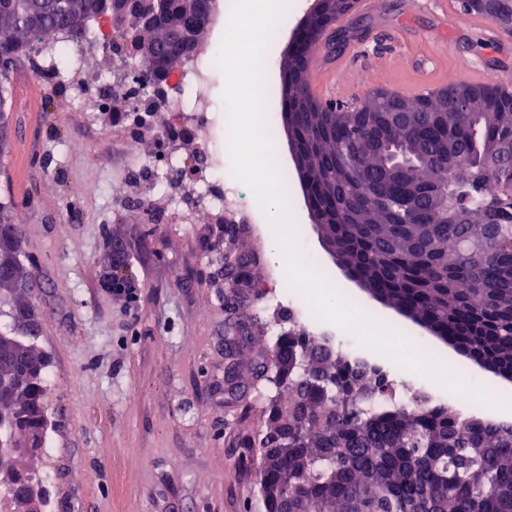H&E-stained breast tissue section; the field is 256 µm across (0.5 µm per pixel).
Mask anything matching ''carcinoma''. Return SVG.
<instances>
[{
  "instance_id": "cac0c4a2",
  "label": "carcinoma",
  "mask_w": 512,
  "mask_h": 512,
  "mask_svg": "<svg viewBox=\"0 0 512 512\" xmlns=\"http://www.w3.org/2000/svg\"><path fill=\"white\" fill-rule=\"evenodd\" d=\"M181 25L198 27L206 0H166ZM34 0H0V118L10 117L7 83L33 43L83 35L111 0H55L32 17ZM136 55L152 88L186 53L167 30L146 29ZM455 81L440 92L402 96L397 122L369 98L365 112H295L294 136L306 154L307 179L325 221L316 225L336 261L371 292L416 322L429 323L471 358L512 375V100L485 84L460 111ZM0 226L15 249L0 269L12 285L0 315L11 324L1 336L24 338L33 304L14 213L0 206ZM224 261L247 278L244 249ZM238 317L224 332V366L235 382L252 337ZM26 392L30 426L46 425V383L35 387L15 362ZM253 380L283 391L263 410L264 425L242 439L247 457H259V493L266 512H512V424L462 417L453 407L421 399L410 408L392 401L386 375L354 365L327 336L290 330L253 361ZM39 510L3 490L10 512H47L48 495L36 466L22 460Z\"/></svg>"
}]
</instances>
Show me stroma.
<instances>
[{
  "instance_id": "stroma-1",
  "label": "stroma",
  "mask_w": 512,
  "mask_h": 512,
  "mask_svg": "<svg viewBox=\"0 0 512 512\" xmlns=\"http://www.w3.org/2000/svg\"><path fill=\"white\" fill-rule=\"evenodd\" d=\"M496 25L464 28L442 17L435 0H379L372 13L351 12L327 29L319 47L338 88L356 97L421 77L470 66L512 69V40ZM9 102L21 122L9 159L0 162V205L14 206L34 267L28 297L41 322L47 373L48 448L40 472L53 502L69 512H265L258 463L239 460L238 443L260 421L276 390L253 383L244 397L224 395L223 235L215 225L140 224L119 216L134 193L116 142L121 123L105 113L73 109L68 92L54 90L20 61L10 77ZM38 114H30L32 101ZM90 150L70 152L71 140ZM300 244L333 287L374 321L406 339L434 344L447 366L453 347L372 297L336 265L314 228L300 178L288 191ZM258 234L240 247L252 251L260 279L283 274L271 224L248 196ZM124 260L134 297L102 286L111 252ZM395 385L455 405L456 394L431 379L367 351ZM466 379L499 390L482 404L487 415L512 423V379L470 365ZM461 416L473 408L458 406Z\"/></svg>"
}]
</instances>
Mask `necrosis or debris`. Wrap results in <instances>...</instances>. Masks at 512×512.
Masks as SVG:
<instances>
[{
	"label": "necrosis or debris",
	"mask_w": 512,
	"mask_h": 512,
	"mask_svg": "<svg viewBox=\"0 0 512 512\" xmlns=\"http://www.w3.org/2000/svg\"><path fill=\"white\" fill-rule=\"evenodd\" d=\"M81 51H74L69 42H60L53 55L32 57V72L48 84H64L76 92L84 112L104 110L109 99L99 93L102 75L87 69L89 51L103 48L104 41L98 29H91L81 42ZM220 50L216 41H209L197 53L183 60L172 72L183 92L180 100L166 106L164 122H157L155 113L140 110L139 85L143 80L141 64L126 60L124 92L129 101L123 122L150 130L156 147L145 151L139 138L125 141L122 151L130 161V172L150 168L155 179L144 186L145 196L158 193L169 197V219L175 224H191L199 217L219 218L238 224L254 223L255 218L243 207L247 193L236 181L227 166L228 121L207 94V88L218 74L217 59ZM189 140L194 145L191 156L173 151L172 143ZM267 293L263 306L287 309L289 317L307 334L325 335L324 322L318 320L310 308H290L292 291L286 280L266 281Z\"/></svg>",
	"instance_id": "4bbe7bcc"
}]
</instances>
